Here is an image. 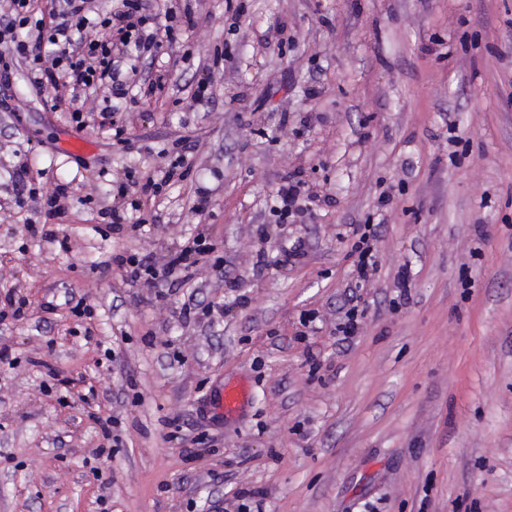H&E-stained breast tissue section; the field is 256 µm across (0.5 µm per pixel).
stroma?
Masks as SVG:
<instances>
[{
    "mask_svg": "<svg viewBox=\"0 0 512 512\" xmlns=\"http://www.w3.org/2000/svg\"><path fill=\"white\" fill-rule=\"evenodd\" d=\"M179 2L196 26L165 89L110 116L97 92L76 125L22 68L0 84V512H237L243 490L260 512H512V0ZM74 133L97 153L59 148ZM179 138L161 224L102 223L113 180L162 174ZM289 176L313 205L283 224ZM360 224L377 271L345 342ZM201 232L223 263L188 283L113 263ZM229 380L251 396L225 418ZM100 416L120 443L97 461ZM303 182L301 180L294 181L289 176L288 179L284 181L273 199V211L278 213L279 217L284 221L288 219L289 213L292 211V207L296 202L300 192Z\"/></svg>",
    "mask_w": 512,
    "mask_h": 512,
    "instance_id": "1",
    "label": "stroma"
}]
</instances>
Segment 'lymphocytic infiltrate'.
<instances>
[{
    "label": "lymphocytic infiltrate",
    "instance_id": "lymphocytic-infiltrate-1",
    "mask_svg": "<svg viewBox=\"0 0 512 512\" xmlns=\"http://www.w3.org/2000/svg\"><path fill=\"white\" fill-rule=\"evenodd\" d=\"M7 10L0 14V77L10 78L14 67H25L31 84L39 93L49 94L52 105H60L56 90L66 84L67 103L73 120H80L82 99L102 89L125 93L117 79L116 64L128 55L129 48L161 50L163 41H176L183 28L195 24L192 12L177 14L166 10L165 39L144 33V0H121L116 11L101 12L96 0H50L49 12L36 10L33 0H6ZM94 27L93 37H84L86 27ZM203 236L192 243L169 251L163 261L147 256L126 257L133 280L156 281L174 274L191 281L195 268L213 252Z\"/></svg>",
    "mask_w": 512,
    "mask_h": 512
}]
</instances>
